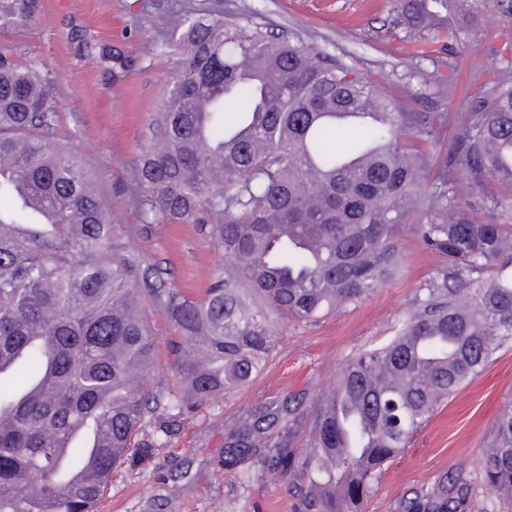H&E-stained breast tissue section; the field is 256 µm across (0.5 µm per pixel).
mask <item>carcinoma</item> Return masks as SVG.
Segmentation results:
<instances>
[{
    "mask_svg": "<svg viewBox=\"0 0 512 512\" xmlns=\"http://www.w3.org/2000/svg\"><path fill=\"white\" fill-rule=\"evenodd\" d=\"M35 0H0V29ZM407 33L463 23L478 0H396ZM177 56L133 166L145 224H195L224 253L203 295L112 248L107 209L55 141L51 74L0 44V512H97L132 448L169 457L184 423L258 378L281 322L356 304L399 270L407 231L441 255L386 345L306 404L283 394L224 433V470L277 471L295 512H365L373 483L434 411L512 339V85L460 116L437 152L357 69L203 7L174 9ZM109 77L124 67L98 47ZM174 335L159 343L154 316ZM165 370V378L152 382ZM151 428L141 443L136 438ZM308 431V450L295 443ZM486 512H512V406L482 457ZM456 475L407 512H463Z\"/></svg>",
    "mask_w": 512,
    "mask_h": 512,
    "instance_id": "cac0c4a2",
    "label": "carcinoma"
}]
</instances>
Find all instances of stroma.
<instances>
[{
  "label": "stroma",
  "instance_id": "35a3bbf8",
  "mask_svg": "<svg viewBox=\"0 0 512 512\" xmlns=\"http://www.w3.org/2000/svg\"><path fill=\"white\" fill-rule=\"evenodd\" d=\"M34 21L0 32L23 58L54 77L59 116L55 137L69 144L89 172L117 233V248L166 268L173 287L200 295L223 269L224 256L191 224L143 225L131 201L132 164L151 112L164 95L174 61L162 45L173 7H208L315 45L354 65L398 111L426 116L440 141L461 113L490 97L512 73V0H479L469 28L449 18L444 32L408 36L394 21L391 0H38ZM111 44L125 58L123 77L108 80L94 48ZM397 276L362 302L315 323H288L265 371L243 390L208 403L185 422L175 461L129 459L112 477L102 512H293L280 474L244 481L224 471V431L265 398L301 392L314 401L355 354L387 343L412 308L420 285L440 263L415 237L400 240ZM512 402V341L490 367L434 413L410 448L375 482L366 512H401L415 490H430L447 473L477 486L465 512H484L481 460L499 408Z\"/></svg>",
  "mask_w": 512,
  "mask_h": 512
}]
</instances>
